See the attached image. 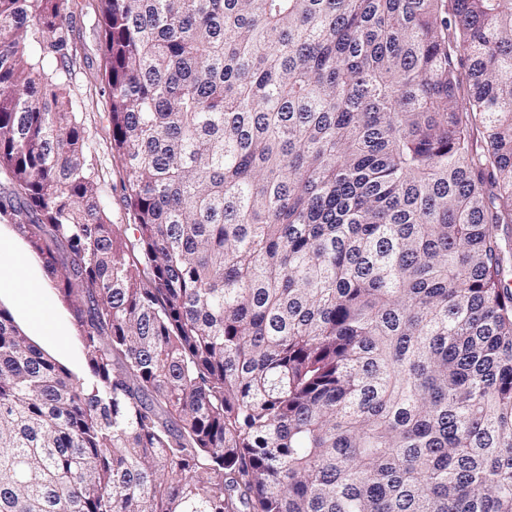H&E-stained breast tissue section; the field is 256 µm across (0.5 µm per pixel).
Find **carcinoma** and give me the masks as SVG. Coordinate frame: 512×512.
Instances as JSON below:
<instances>
[{"instance_id": "carcinoma-1", "label": "carcinoma", "mask_w": 512, "mask_h": 512, "mask_svg": "<svg viewBox=\"0 0 512 512\" xmlns=\"http://www.w3.org/2000/svg\"><path fill=\"white\" fill-rule=\"evenodd\" d=\"M0 0V222L85 372L0 306V512H512V0ZM95 4L96 0L71 2L74 51L67 89L74 103V112L83 118L92 156L104 180L107 220L110 224H128L129 214L120 190V161L112 152V140L105 128L106 123L100 118L104 112H109V95L100 70L102 37L95 20ZM22 255L15 265V281L24 289L26 298H36L38 293L30 291L37 288L27 279V263L29 275L37 281L41 295L49 309L46 313L50 322L55 324L52 336H43L36 331L33 323L16 300L20 289L13 285V267L17 256ZM27 261V262H26ZM0 305L10 310L15 321L29 339L39 345L60 364L74 373H81L84 368V358L78 340V329L67 306L58 298L53 283L47 276L42 265L35 258L27 243L21 239L11 224L0 223Z\"/></svg>"}]
</instances>
